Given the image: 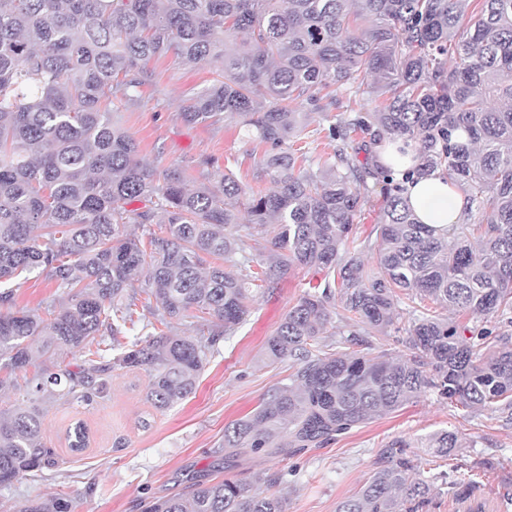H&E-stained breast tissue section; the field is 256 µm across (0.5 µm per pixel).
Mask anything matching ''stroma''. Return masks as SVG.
Listing matches in <instances>:
<instances>
[{
  "label": "stroma",
  "instance_id": "obj_1",
  "mask_svg": "<svg viewBox=\"0 0 512 512\" xmlns=\"http://www.w3.org/2000/svg\"><path fill=\"white\" fill-rule=\"evenodd\" d=\"M151 82L117 118L138 143L140 159L156 173L183 171L187 188L216 185L232 169L247 192L269 191L263 174L265 145L247 142L238 119L215 124H189L181 112L186 101L210 85V67L175 68L169 59L152 60ZM215 157L212 166L204 157ZM318 274L294 265L287 275L257 294L245 324L222 338L188 398L159 410L146 399L145 370H117L105 398L90 405L53 401L42 417L43 443L61 460L44 479H21L0 490V506L16 512L29 499L70 498L74 512H141L143 499L181 494L194 480L257 478L277 475L288 499V512H336L369 479L388 443L424 441L449 430L467 438L460 462L474 467L476 498L494 512L504 494H512V422L489 411L466 413L435 393L421 396L400 411L353 428L323 448H310L287 458L250 455L224 465V427L249 416L272 390L286 383L287 365L263 361L267 339L288 310L317 282ZM16 290L18 307L43 310L59 292L44 274L22 273ZM87 429L88 445L71 450L68 438L76 424Z\"/></svg>",
  "mask_w": 512,
  "mask_h": 512
}]
</instances>
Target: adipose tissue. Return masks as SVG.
I'll return each mask as SVG.
<instances>
[{
	"label": "adipose tissue",
	"instance_id": "1",
	"mask_svg": "<svg viewBox=\"0 0 512 512\" xmlns=\"http://www.w3.org/2000/svg\"><path fill=\"white\" fill-rule=\"evenodd\" d=\"M407 195L416 216L425 224L457 223L466 206L463 194L448 187L436 173L408 185Z\"/></svg>",
	"mask_w": 512,
	"mask_h": 512
}]
</instances>
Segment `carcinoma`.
Returning a JSON list of instances; mask_svg holds the SVG:
<instances>
[{
    "mask_svg": "<svg viewBox=\"0 0 512 512\" xmlns=\"http://www.w3.org/2000/svg\"><path fill=\"white\" fill-rule=\"evenodd\" d=\"M161 57L216 74L188 99L185 121L237 116L246 138L270 146L262 165L276 190L250 196L245 236L254 250L270 247L275 264L233 260L242 239L226 228L240 227L244 194L233 173L195 191L177 169L159 180L115 121ZM341 91L359 107L328 126L336 148L307 167L305 153L285 147L305 136L299 108L339 109ZM387 138L418 163L399 172L382 162ZM433 171L467 199L457 224H423L409 203L406 183ZM375 187L385 205L375 238L362 239L353 225ZM273 220L279 232L265 246ZM206 256L232 269L205 271ZM294 263L321 279L265 346L268 363L288 360L294 372L224 428L227 466L322 447L426 390L512 420V0H0V391H24L0 410V489L60 466L40 437L48 401L90 405L117 369L147 371L157 409L186 399L256 291ZM33 270L65 300L44 317L18 308L11 285ZM427 300L491 316L495 329L442 317ZM186 319L188 333H169ZM331 325L339 340L320 343ZM392 326L405 333L404 356L350 350L375 349L371 330ZM76 348L86 355L74 371L59 356ZM30 366L38 371L22 386L17 372ZM424 447L449 458L465 443L443 430ZM409 448L391 442L336 512L428 506L445 474H418ZM476 484L454 480L448 491L482 512ZM19 512L73 505L28 500ZM143 512H286V501L231 478L198 480Z\"/></svg>",
    "mask_w": 512,
    "mask_h": 512,
    "instance_id": "carcinoma-1",
    "label": "carcinoma"
}]
</instances>
